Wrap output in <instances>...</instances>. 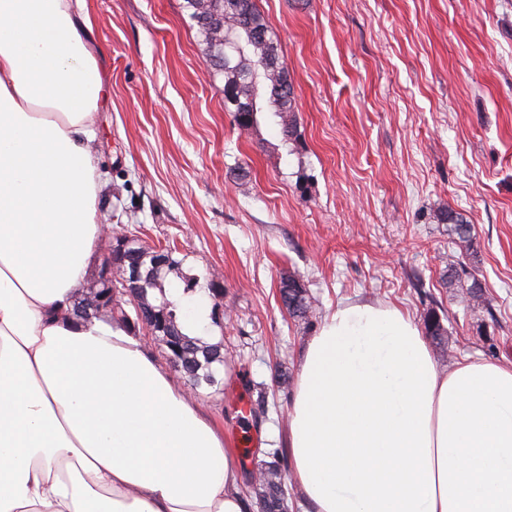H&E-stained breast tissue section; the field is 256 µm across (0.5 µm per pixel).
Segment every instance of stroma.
I'll return each instance as SVG.
<instances>
[{"instance_id": "obj_1", "label": "stroma", "mask_w": 512, "mask_h": 512, "mask_svg": "<svg viewBox=\"0 0 512 512\" xmlns=\"http://www.w3.org/2000/svg\"><path fill=\"white\" fill-rule=\"evenodd\" d=\"M181 0H86L112 83L94 118L100 211L114 235L174 245L162 286L213 275L224 314L206 329L228 372L194 395L242 456L286 448L300 353L341 303L378 302L448 331L440 366L512 362V0H258L297 96L299 138L243 133ZM244 166L247 182L233 170ZM449 210L473 227L486 300L445 283ZM295 276L308 321L279 300Z\"/></svg>"}]
</instances>
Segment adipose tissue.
<instances>
[{
    "instance_id": "obj_1",
    "label": "adipose tissue",
    "mask_w": 512,
    "mask_h": 512,
    "mask_svg": "<svg viewBox=\"0 0 512 512\" xmlns=\"http://www.w3.org/2000/svg\"><path fill=\"white\" fill-rule=\"evenodd\" d=\"M85 0H0V512H254L237 454L122 328L68 320L101 231ZM303 512H512V366L440 369L396 307L343 304L288 411Z\"/></svg>"
}]
</instances>
